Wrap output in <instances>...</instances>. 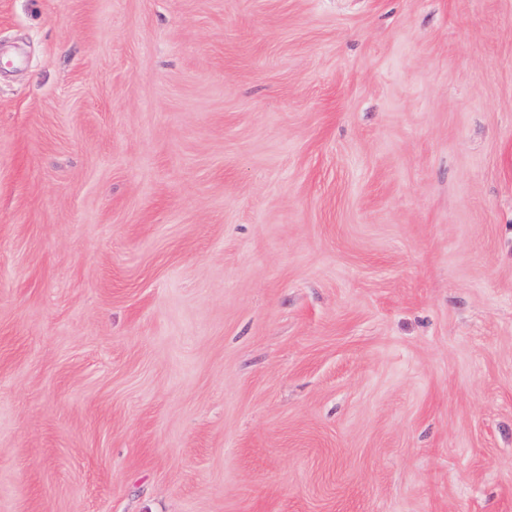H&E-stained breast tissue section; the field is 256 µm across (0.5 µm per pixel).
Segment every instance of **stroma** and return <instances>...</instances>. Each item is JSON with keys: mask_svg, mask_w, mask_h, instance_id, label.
<instances>
[{"mask_svg": "<svg viewBox=\"0 0 512 512\" xmlns=\"http://www.w3.org/2000/svg\"><path fill=\"white\" fill-rule=\"evenodd\" d=\"M0 512H512V0H0Z\"/></svg>", "mask_w": 512, "mask_h": 512, "instance_id": "35a3bbf8", "label": "stroma"}]
</instances>
